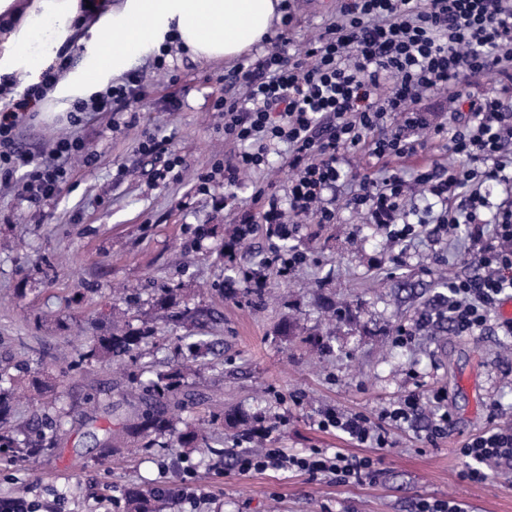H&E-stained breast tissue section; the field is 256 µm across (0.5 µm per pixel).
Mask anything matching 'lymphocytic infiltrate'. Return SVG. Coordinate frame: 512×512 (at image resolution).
I'll use <instances>...</instances> for the list:
<instances>
[{"label":"lymphocytic infiltrate","instance_id":"1","mask_svg":"<svg viewBox=\"0 0 512 512\" xmlns=\"http://www.w3.org/2000/svg\"><path fill=\"white\" fill-rule=\"evenodd\" d=\"M292 12L271 38L267 53L239 64L230 75L232 96L215 104L224 116V140L236 150L224 161V184L238 185L244 174L264 170L268 156L287 144L291 172L287 193L268 181L254 183V211L238 212L234 195L224 197L227 211L237 212L236 245L256 225L275 238L266 266L287 278L304 264L303 254L281 249L295 238L304 220L336 221L338 208L367 215L394 242H409L423 233L456 235L466 229L474 244L471 258L479 275L452 277L448 288V322L459 336L486 329L498 304L512 296V111L504 103L512 94V0H340L334 19L298 54H287ZM494 74L499 92L475 95V76ZM39 86L0 108V181L23 173L32 202L56 196L68 175L67 163L92 160L83 139L60 135L47 159L38 160L19 146L28 107ZM142 78L130 73L91 102H74L70 120L85 112L127 111L142 93ZM428 94L452 105L448 121L423 109ZM447 142L468 165L459 172L426 162L412 182L422 199H436L439 212L431 223H411L416 211L406 191L409 181L398 172L381 173L389 161L424 155L427 139ZM362 149L370 167L351 172L346 155ZM443 391L429 397L413 393L380 418L362 411H324L317 426L336 429L358 446L384 448L388 424L422 417L425 402L441 405ZM464 465L460 480L486 482L489 464H512V428L495 426L459 450ZM241 473L268 469L329 474L337 483L376 480L370 457L311 448L287 453L281 448L241 451L234 456Z\"/></svg>","mask_w":512,"mask_h":512}]
</instances>
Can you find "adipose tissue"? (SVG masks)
Returning <instances> with one entry per match:
<instances>
[{
  "label": "adipose tissue",
  "instance_id": "obj_1",
  "mask_svg": "<svg viewBox=\"0 0 512 512\" xmlns=\"http://www.w3.org/2000/svg\"><path fill=\"white\" fill-rule=\"evenodd\" d=\"M282 0H0V75L38 84L80 46L65 80L45 88L59 109L104 92L141 57L180 44L193 57L234 59L269 33Z\"/></svg>",
  "mask_w": 512,
  "mask_h": 512
}]
</instances>
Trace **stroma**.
I'll return each instance as SVG.
<instances>
[{
	"instance_id": "obj_1",
	"label": "stroma",
	"mask_w": 512,
	"mask_h": 512,
	"mask_svg": "<svg viewBox=\"0 0 512 512\" xmlns=\"http://www.w3.org/2000/svg\"><path fill=\"white\" fill-rule=\"evenodd\" d=\"M292 5L290 37L300 47L332 20L337 2ZM236 66L179 49L166 71L142 58L135 68L144 94L130 111L89 112L78 126L67 113L33 105L23 150L41 155L68 133L82 138L95 160L71 161L69 178L45 202L28 201L23 177L0 184V365L52 386L18 397L10 421L25 426L45 413L62 419L58 437L44 440L50 455L24 468L0 458V496L21 486L28 499L60 504L63 512H122L116 501L126 491L178 483L190 466L209 500L194 509L169 493L156 512H416L424 498L461 500L472 512H512V469L492 467L483 484L457 477L464 441L491 424H512V336L492 325L476 336L425 330L407 344L393 341L400 326L434 308L440 277L476 274L466 236L450 245L426 234L392 245L365 215L344 210L335 223L305 225L295 244L308 262L283 280L263 263L271 240L261 224L240 249L237 268L265 274L264 294L242 283L225 288L234 271L224 264L232 226L221 207L224 174L213 166L231 148L213 105L228 92L224 77ZM148 129L186 161L179 178L147 174L138 143ZM207 173V191H197L198 176ZM167 295L193 318L171 321L175 308L159 304ZM114 305L130 327L147 320L157 328L129 361L130 374L156 361L189 365L187 397L172 409L177 425L232 413L247 418L256 442L269 448L372 456L376 482L344 486L329 476L238 472L233 455L246 443L228 424L215 426L212 454L136 447L122 429L144 408L130 374L118 375L106 362L69 369L56 360L62 351L77 359L87 338L107 335ZM288 323L297 335H282ZM186 334L209 342L206 358L191 363L181 354ZM437 389L455 424L434 446L423 419L391 428L392 444L382 449L316 425L328 408L375 414L410 392ZM493 402L503 409L494 421Z\"/></svg>"
}]
</instances>
